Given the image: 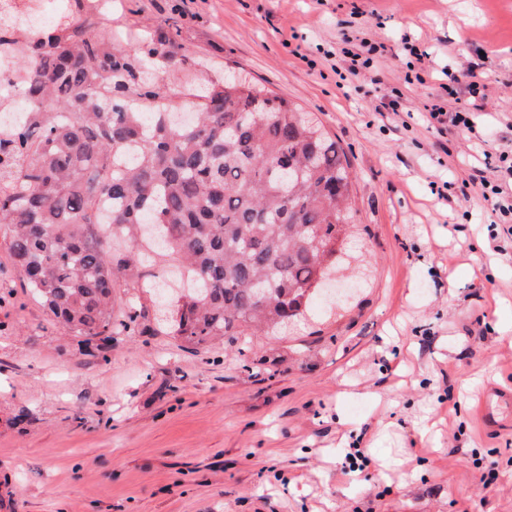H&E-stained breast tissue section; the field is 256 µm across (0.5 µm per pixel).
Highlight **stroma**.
<instances>
[{"mask_svg":"<svg viewBox=\"0 0 512 512\" xmlns=\"http://www.w3.org/2000/svg\"><path fill=\"white\" fill-rule=\"evenodd\" d=\"M100 33H168L189 80L231 71L319 122L350 165L362 286L246 351L166 330L80 347L3 244L0 512H512V235L478 197L448 209L512 140V0H100ZM384 44L380 84L339 80L343 35ZM428 53L407 79L406 44ZM478 63L474 132L421 107ZM400 96L395 115L384 97ZM360 444L364 471L344 473ZM512 390L492 389L483 394L479 401V411L485 423L492 424L503 407L511 406Z\"/></svg>","mask_w":512,"mask_h":512,"instance_id":"1","label":"stroma"}]
</instances>
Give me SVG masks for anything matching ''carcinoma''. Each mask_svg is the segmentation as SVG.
Listing matches in <instances>:
<instances>
[{
	"label": "carcinoma",
	"instance_id": "obj_1",
	"mask_svg": "<svg viewBox=\"0 0 512 512\" xmlns=\"http://www.w3.org/2000/svg\"><path fill=\"white\" fill-rule=\"evenodd\" d=\"M14 23L0 9L20 78L0 80V103L27 106L0 124V224L38 302L85 345L132 333L146 313L113 316L112 293L168 256L189 284L172 322L190 345L305 315L355 223L336 142L251 83L211 81L190 101L150 78L183 70L168 36L123 48L67 16Z\"/></svg>",
	"mask_w": 512,
	"mask_h": 512
}]
</instances>
